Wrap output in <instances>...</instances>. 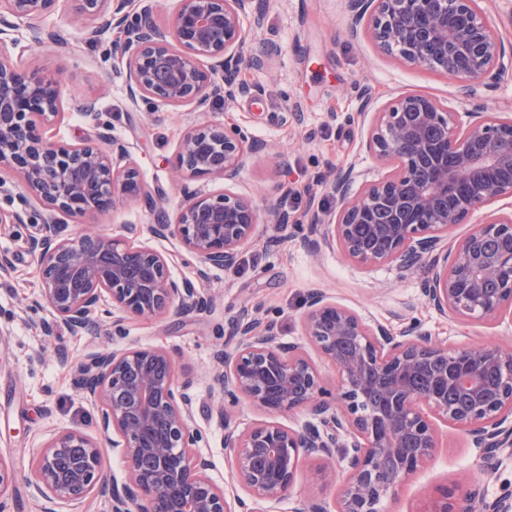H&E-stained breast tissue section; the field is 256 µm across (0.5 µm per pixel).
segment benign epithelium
<instances>
[{
	"instance_id": "7a95c632",
	"label": "benign epithelium",
	"mask_w": 512,
	"mask_h": 512,
	"mask_svg": "<svg viewBox=\"0 0 512 512\" xmlns=\"http://www.w3.org/2000/svg\"><path fill=\"white\" fill-rule=\"evenodd\" d=\"M58 0H0V44L12 19L35 21ZM76 22L84 24L104 8L119 33L114 55L124 65L132 102L157 107L205 109L222 97L230 104L259 89L238 78L239 53L251 39L247 18L259 22L254 0H177L167 23L157 21L154 0H81ZM482 0H348L351 31L364 17L379 48L405 63L468 83L471 93L492 88L512 75V52L487 22ZM64 115L61 80L15 65L0 52V168L17 173L24 193L45 210L29 241L37 261L40 298L57 320L80 336L105 315L121 323L202 311L210 296L171 274L169 261L151 242L175 238L197 259L200 274L237 264L259 226L288 223L270 207L260 211L226 188L197 193L174 222L122 224L112 235L88 225L76 236L71 221L115 208L124 201L149 200L127 146L112 139V152L91 142L64 144L47 127ZM256 144L247 130L227 118L192 127L180 136L173 168L192 177L233 182ZM366 150L394 169L352 192L353 167L341 170L329 188L339 198L336 214L323 220L311 211L312 249L339 245L364 265L399 262L406 270L429 258L431 277L422 293L434 309L463 321L495 318L512 308V253L490 255L489 237H512V214L480 222L448 245V231L476 211L512 197V116L484 109L451 111L433 97L407 94L377 113ZM388 212L382 248L365 249L352 238L354 224H375V210ZM497 282L498 298L483 293ZM303 327L335 366L339 384L324 399L320 376L298 343L279 341L277 325L247 315L234 323L236 346L216 355L221 365L214 384L224 399H245L269 415L304 409L311 421L300 429L262 421L245 430L231 424L224 407V448L232 479L254 501H278L309 458L326 467L346 463L347 477L336 512H381L382 502L437 448L434 419L450 422L473 437L476 447L512 458V347L469 344L454 347L419 333L410 324L394 333L369 325L324 292L310 293ZM442 359L427 390L414 392L409 378L424 364ZM498 368L505 385L487 389L482 373ZM76 383L97 409L98 437L79 428L54 430L39 452L33 496L77 512L89 499L104 498L110 512H256L209 475L200 451L195 380L179 372L164 347L94 352L72 370ZM385 385L380 406L364 404L365 392ZM468 398V408L448 406V387ZM125 465L119 486L105 474L104 449ZM12 467L0 459V512L14 485ZM459 486L440 489L424 512H460ZM466 512H512V503H486L479 489L462 494Z\"/></svg>"
}]
</instances>
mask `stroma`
Segmentation results:
<instances>
[{
  "label": "stroma",
  "instance_id": "1",
  "mask_svg": "<svg viewBox=\"0 0 512 512\" xmlns=\"http://www.w3.org/2000/svg\"><path fill=\"white\" fill-rule=\"evenodd\" d=\"M257 2L261 25L244 53L252 55L264 44L277 48L265 68L242 69L243 79L257 85L260 93L255 98H238L228 106L214 100L206 112L131 103L125 70L110 54L111 27L105 20H96L98 33L93 38L77 27L73 19L79 0H58L54 11L39 19L41 28L55 33V42L33 45L28 20L14 22L12 39L4 44L13 61L61 75L66 97L93 103L98 112L94 118L66 114L51 129L58 139L76 143L93 138L98 123L107 124L109 134L122 139L139 164L153 201L172 216L186 194L223 187L222 181L207 177L174 179L171 160L181 134L195 124L234 118L257 144L245 162L236 192L260 207L278 203L292 223L284 231L274 224L263 225L234 267L210 270L202 279L196 275V262L178 240L155 241V248L168 257L174 276L192 280L211 296L208 311L119 326L106 318L85 336L71 335L59 324L46 336L38 325L53 315L47 305L36 302L37 262L29 250L43 209L38 203L25 202L16 173L0 171V180L9 189L8 194L0 193V207H23L28 216L23 224H0V253H8L14 267L11 276L0 278V330L7 332L0 340V458L15 473V492L7 512H42L31 496L29 479L51 431L94 430L96 410L75 386L69 367L56 360L58 347L66 348L75 361L93 351L133 346L173 350L180 372L198 382L196 419L204 435L201 451L212 464L210 475L227 494L237 495L241 489L231 483L223 430L210 410L221 402L211 384L213 356L233 348L232 322L242 311L275 321L281 342H299L309 293L319 288L369 323L400 329L399 315L410 303L419 330L437 339L456 346L476 342L512 346V315L464 326L454 317L439 315L425 302L421 288L430 275L428 261L407 271L394 262L363 266L342 250L317 253L307 244L309 226L303 217L308 208L330 214L339 207L322 182V174L351 166L360 186L390 170V163L365 148L376 110L410 93L432 96L456 109L467 99L465 82L405 65L378 49L366 34L351 36L346 0ZM365 90L371 91L374 104L372 111L362 114L358 97ZM153 209L144 201H130L117 210L88 216L86 222L108 234L118 224L153 223ZM436 427L438 448L433 460L384 502L383 512H423L436 489L452 478L463 486L479 480L491 502L512 497V459L486 469L481 450L466 432L441 421ZM305 467L285 497L261 503L260 512H297L317 499L334 502L346 475L344 462H336L334 473L318 481L308 476L313 462H306Z\"/></svg>",
  "mask_w": 512,
  "mask_h": 512
}]
</instances>
